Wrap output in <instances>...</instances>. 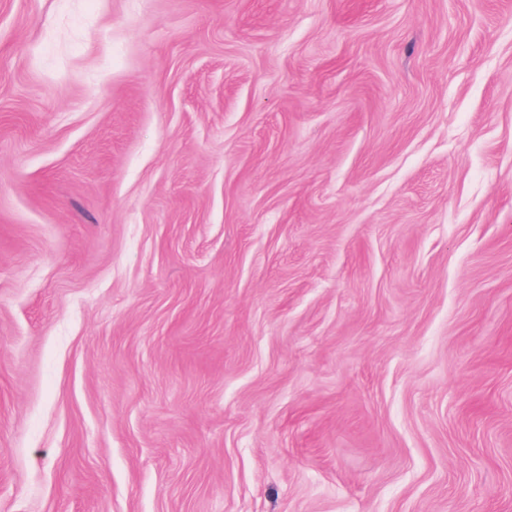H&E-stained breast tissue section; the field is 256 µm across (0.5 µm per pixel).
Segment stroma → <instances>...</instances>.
Here are the masks:
<instances>
[{
    "label": "stroma",
    "mask_w": 512,
    "mask_h": 512,
    "mask_svg": "<svg viewBox=\"0 0 512 512\" xmlns=\"http://www.w3.org/2000/svg\"><path fill=\"white\" fill-rule=\"evenodd\" d=\"M0 512H512V0H0Z\"/></svg>",
    "instance_id": "obj_1"
}]
</instances>
